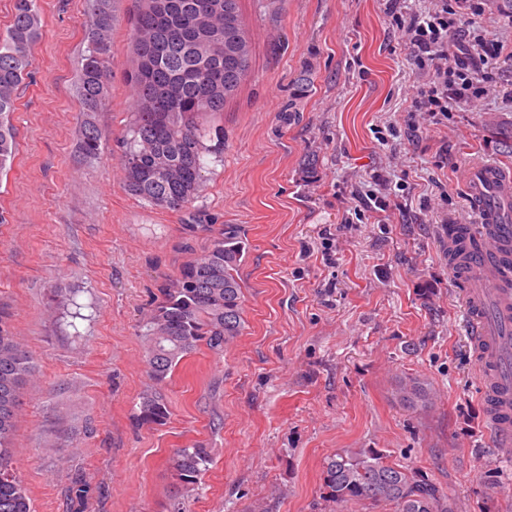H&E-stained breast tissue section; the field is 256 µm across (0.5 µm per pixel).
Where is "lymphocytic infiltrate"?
I'll return each instance as SVG.
<instances>
[{"label":"lymphocytic infiltrate","instance_id":"1","mask_svg":"<svg viewBox=\"0 0 512 512\" xmlns=\"http://www.w3.org/2000/svg\"><path fill=\"white\" fill-rule=\"evenodd\" d=\"M474 0H442L425 15L410 18L405 30L409 50L417 62L430 63L434 73L428 86L416 88L411 102L416 111L438 123L452 105L473 99L472 88L512 61V50L502 41L475 36L457 50H450L446 37L465 12H479Z\"/></svg>","mask_w":512,"mask_h":512}]
</instances>
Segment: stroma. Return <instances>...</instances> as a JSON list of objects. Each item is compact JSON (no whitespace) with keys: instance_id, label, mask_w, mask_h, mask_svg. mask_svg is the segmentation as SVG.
Wrapping results in <instances>:
<instances>
[{"instance_id":"obj_1","label":"stroma","mask_w":512,"mask_h":512,"mask_svg":"<svg viewBox=\"0 0 512 512\" xmlns=\"http://www.w3.org/2000/svg\"><path fill=\"white\" fill-rule=\"evenodd\" d=\"M475 34L512 46V13L481 0ZM44 27L11 114L16 156L0 172V306L37 363L20 391L16 473L33 512H332L324 461L380 448L438 482L456 512H512V463L486 440L481 373L462 325L444 226L472 224L470 163L512 170V102L497 87L441 124L410 114L432 78L386 0H242L253 68L218 118L222 156L184 211L123 186L134 0L113 34L101 154L79 156L75 93L84 0H40ZM381 176L385 211L365 193ZM209 224L241 225L245 328L199 348L163 392L166 425L134 427L148 384L138 326L161 284L206 252ZM406 376L434 392L412 411ZM211 450L176 493L181 448ZM93 493L68 499L73 480Z\"/></svg>"}]
</instances>
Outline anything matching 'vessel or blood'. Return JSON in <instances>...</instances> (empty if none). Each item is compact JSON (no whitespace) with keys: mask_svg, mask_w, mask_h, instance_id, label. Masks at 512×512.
<instances>
[{"mask_svg":"<svg viewBox=\"0 0 512 512\" xmlns=\"http://www.w3.org/2000/svg\"><path fill=\"white\" fill-rule=\"evenodd\" d=\"M466 196L480 222L464 271L466 330L489 366L488 433L506 445L512 443V174L476 163L466 171Z\"/></svg>","mask_w":512,"mask_h":512,"instance_id":"obj_1","label":"vessel or blood"}]
</instances>
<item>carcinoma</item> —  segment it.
Returning a JSON list of instances; mask_svg holds the SVG:
<instances>
[{"mask_svg":"<svg viewBox=\"0 0 512 512\" xmlns=\"http://www.w3.org/2000/svg\"><path fill=\"white\" fill-rule=\"evenodd\" d=\"M132 40L136 57L130 73L134 107L123 140L126 187L151 206L189 208L206 180L204 156L215 128L200 121L224 111L252 69L253 47L241 0H138ZM119 0H88L92 18L81 54L76 92L84 112L79 151L94 159L103 133L90 116L110 102L114 59L112 33ZM42 29L39 0H14L12 23L0 38V170L15 157L16 138L8 121L18 89L28 75L31 46ZM214 233L206 253L185 263L158 289L154 308L142 322L146 373L150 384L133 415L136 426H163L169 405L162 387L179 363L204 346L220 353L245 327L240 277L249 245L239 224L189 225ZM35 371L30 351L14 336L0 310V512H33L26 488L12 468L20 389ZM397 397L408 409L429 408L432 390L415 377L399 381ZM211 451L181 448L173 461V486L197 484ZM322 482L326 500L346 506H388L391 512H454L448 494L419 470L389 460L378 448H347L327 458Z\"/></svg>","mask_w":512,"mask_h":512,"instance_id":"cac0c4a2","label":"carcinoma"}]
</instances>
